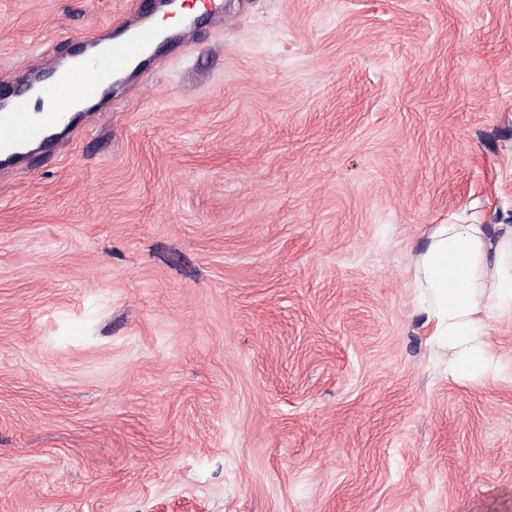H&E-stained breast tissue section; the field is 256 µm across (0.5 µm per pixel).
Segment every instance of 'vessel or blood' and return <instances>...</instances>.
<instances>
[{
	"label": "vessel or blood",
	"instance_id": "1",
	"mask_svg": "<svg viewBox=\"0 0 512 512\" xmlns=\"http://www.w3.org/2000/svg\"><path fill=\"white\" fill-rule=\"evenodd\" d=\"M162 38L149 16L139 13L121 33L90 38L82 58L52 77L34 74L22 97L0 98V173L15 170L32 149L50 154L53 131L70 122L80 105L101 99L114 77L128 72Z\"/></svg>",
	"mask_w": 512,
	"mask_h": 512
}]
</instances>
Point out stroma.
<instances>
[{
	"label": "stroma",
	"instance_id": "stroma-1",
	"mask_svg": "<svg viewBox=\"0 0 512 512\" xmlns=\"http://www.w3.org/2000/svg\"><path fill=\"white\" fill-rule=\"evenodd\" d=\"M0 178V512H512V380L412 265L512 224V0H217ZM140 0H0V87Z\"/></svg>",
	"mask_w": 512,
	"mask_h": 512
}]
</instances>
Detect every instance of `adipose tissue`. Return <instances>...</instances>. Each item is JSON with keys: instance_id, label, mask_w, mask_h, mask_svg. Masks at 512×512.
Segmentation results:
<instances>
[{"instance_id": "obj_1", "label": "adipose tissue", "mask_w": 512, "mask_h": 512, "mask_svg": "<svg viewBox=\"0 0 512 512\" xmlns=\"http://www.w3.org/2000/svg\"><path fill=\"white\" fill-rule=\"evenodd\" d=\"M415 299L456 380L501 373L482 316L512 319V226L439 224L414 260Z\"/></svg>"}]
</instances>
